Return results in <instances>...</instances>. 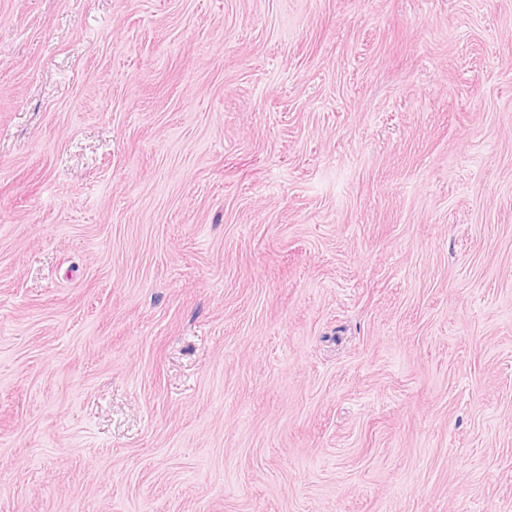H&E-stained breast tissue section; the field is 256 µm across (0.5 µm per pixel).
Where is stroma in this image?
Listing matches in <instances>:
<instances>
[{
  "instance_id": "obj_1",
  "label": "stroma",
  "mask_w": 512,
  "mask_h": 512,
  "mask_svg": "<svg viewBox=\"0 0 512 512\" xmlns=\"http://www.w3.org/2000/svg\"><path fill=\"white\" fill-rule=\"evenodd\" d=\"M0 512H512V0H0Z\"/></svg>"
}]
</instances>
